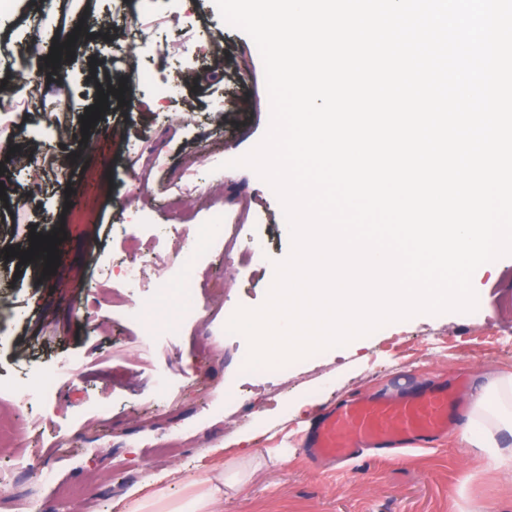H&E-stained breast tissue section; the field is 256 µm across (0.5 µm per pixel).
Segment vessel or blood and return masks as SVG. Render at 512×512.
I'll return each instance as SVG.
<instances>
[{
    "label": "vessel or blood",
    "instance_id": "b4317fda",
    "mask_svg": "<svg viewBox=\"0 0 512 512\" xmlns=\"http://www.w3.org/2000/svg\"><path fill=\"white\" fill-rule=\"evenodd\" d=\"M462 403L447 389H428L403 398L353 396L322 412L305 438L313 461L340 463L366 448L419 446L437 441Z\"/></svg>",
    "mask_w": 512,
    "mask_h": 512
}]
</instances>
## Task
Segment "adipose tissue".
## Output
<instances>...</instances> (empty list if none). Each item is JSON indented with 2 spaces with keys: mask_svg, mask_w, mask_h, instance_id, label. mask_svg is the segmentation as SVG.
<instances>
[{
  "mask_svg": "<svg viewBox=\"0 0 512 512\" xmlns=\"http://www.w3.org/2000/svg\"><path fill=\"white\" fill-rule=\"evenodd\" d=\"M464 448L483 450L495 468L512 470V373L494 376L475 396L458 434ZM203 493L186 503L172 505L171 512H216L225 490L243 492L244 471L205 476Z\"/></svg>",
  "mask_w": 512,
  "mask_h": 512,
  "instance_id": "adipose-tissue-1",
  "label": "adipose tissue"
}]
</instances>
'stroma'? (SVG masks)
<instances>
[{
	"label": "stroma",
	"instance_id": "stroma-1",
	"mask_svg": "<svg viewBox=\"0 0 512 512\" xmlns=\"http://www.w3.org/2000/svg\"><path fill=\"white\" fill-rule=\"evenodd\" d=\"M7 13L0 42L15 53L0 55V76L14 79L18 53L46 76L8 92L33 125L14 137L0 121V141L31 153L45 179L32 196L26 171L0 172L10 195L0 205V252L25 249L35 224L44 235L64 230L77 258L45 278L0 265V295L10 302L0 309V415L28 419L0 446V512H131L137 490L159 496L157 512H168L200 493L204 469L247 453L259 456L247 490L225 494L218 512H512V471L488 466L484 452L459 447L452 433L418 448L368 451L341 468L313 464L302 446L313 416L343 399L458 378L473 391L512 372V255L476 269L471 313L419 314L280 368L246 370L248 341L225 325L237 308L264 302L274 264L290 250L272 188L250 168L228 165L258 144L269 122L252 39L221 20L213 0H131L120 11L114 0H67L42 19L30 0H10ZM107 16L118 33L112 40L96 34ZM70 36L78 56L111 61L124 84L122 101H111L87 130L80 120L96 102L87 73L68 60L47 63ZM216 37L224 40L219 68L202 54ZM177 83L182 95L168 97ZM62 123L71 129L65 142L55 134ZM148 144L207 183L209 201L181 202L194 223L222 220L238 251L265 247L258 271L205 240L194 270L203 283L196 315L173 336L157 304L159 292L179 291L180 260L170 248L177 230L165 206L172 183L162 170L145 173ZM70 187L81 190L79 205H68ZM128 231L152 241L170 271L138 288L137 323L106 304L85 307L105 272L125 260ZM50 366L62 373L48 404L23 405L27 376ZM67 485L80 486L82 498L63 497Z\"/></svg>",
	"mask_w": 512,
	"mask_h": 512
}]
</instances>
